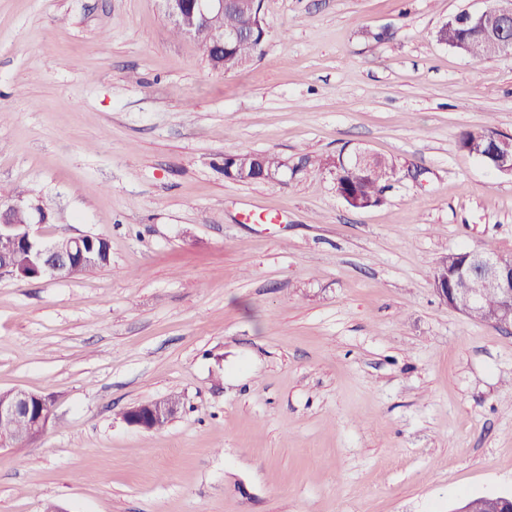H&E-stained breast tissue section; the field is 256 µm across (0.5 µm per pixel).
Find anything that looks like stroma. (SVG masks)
<instances>
[{"mask_svg":"<svg viewBox=\"0 0 512 512\" xmlns=\"http://www.w3.org/2000/svg\"><path fill=\"white\" fill-rule=\"evenodd\" d=\"M489 0H263L261 54L213 70L160 0H0V185L44 239L111 262L0 277V391L47 398L0 448V512H448L512 494V332L441 303L446 254L512 256V55L441 25ZM248 148L301 165L225 178ZM392 161L351 209L326 156ZM180 394L165 427L124 414ZM511 139L508 136L495 134L490 138L488 146H479L473 154L489 167L502 173L512 174Z\"/></svg>","mask_w":512,"mask_h":512,"instance_id":"1","label":"stroma"}]
</instances>
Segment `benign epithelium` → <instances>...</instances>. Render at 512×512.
Here are the masks:
<instances>
[{
  "instance_id": "benign-epithelium-1",
  "label": "benign epithelium",
  "mask_w": 512,
  "mask_h": 512,
  "mask_svg": "<svg viewBox=\"0 0 512 512\" xmlns=\"http://www.w3.org/2000/svg\"><path fill=\"white\" fill-rule=\"evenodd\" d=\"M165 14L184 36L195 41L214 22L224 19L227 9L246 10L249 0H163ZM464 28L466 37L454 47L467 51L468 38L483 39L490 56L512 53V0H495L491 7L463 11L448 21ZM473 154L489 167L512 174V138L493 135L488 145H481ZM47 222L45 211L33 210L21 202L0 207V276L23 280L20 265L14 255L29 248L32 262L39 275L45 277L73 276L93 264V236L82 235L43 241L34 226ZM465 259L457 262L456 255L443 258L437 266L439 276L434 287L439 298L449 307L466 313L475 307L480 295L469 288H458L456 282L476 276L483 290L500 298V312L493 322L499 329L512 326V257L477 250L463 252ZM178 407L168 399L136 404L126 415L128 424L145 431L159 430L177 414ZM51 407L44 397L21 389L0 396V424L11 423L19 428L13 441L28 442L46 429Z\"/></svg>"
}]
</instances>
